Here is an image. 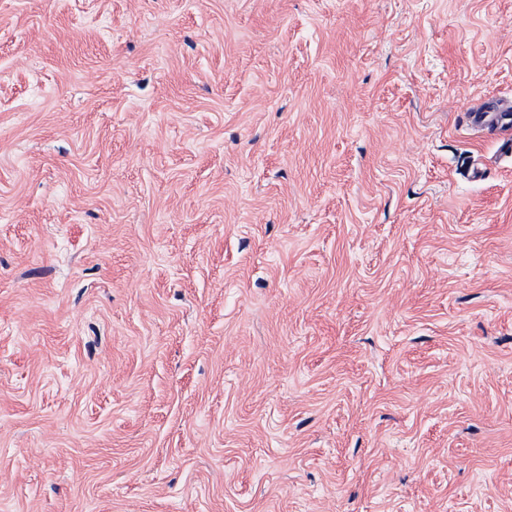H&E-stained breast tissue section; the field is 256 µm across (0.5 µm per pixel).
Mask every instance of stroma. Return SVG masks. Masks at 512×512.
I'll return each instance as SVG.
<instances>
[{
	"mask_svg": "<svg viewBox=\"0 0 512 512\" xmlns=\"http://www.w3.org/2000/svg\"><path fill=\"white\" fill-rule=\"evenodd\" d=\"M489 99L512 0H0V512H512Z\"/></svg>",
	"mask_w": 512,
	"mask_h": 512,
	"instance_id": "obj_1",
	"label": "stroma"
}]
</instances>
